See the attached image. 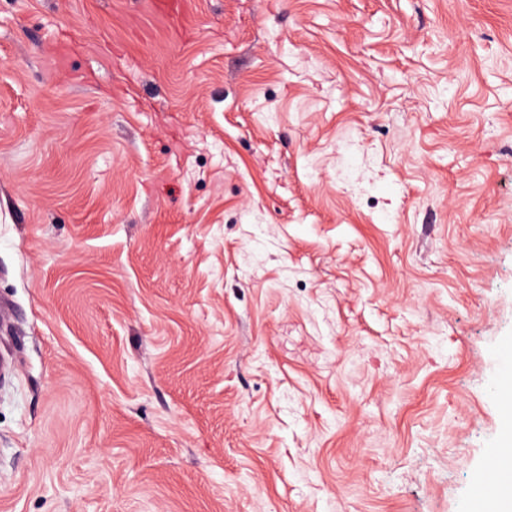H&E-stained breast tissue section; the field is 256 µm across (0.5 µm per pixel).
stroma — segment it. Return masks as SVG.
Returning <instances> with one entry per match:
<instances>
[{"instance_id":"1","label":"stroma","mask_w":512,"mask_h":512,"mask_svg":"<svg viewBox=\"0 0 512 512\" xmlns=\"http://www.w3.org/2000/svg\"><path fill=\"white\" fill-rule=\"evenodd\" d=\"M0 0V512H469L512 344V0Z\"/></svg>"}]
</instances>
